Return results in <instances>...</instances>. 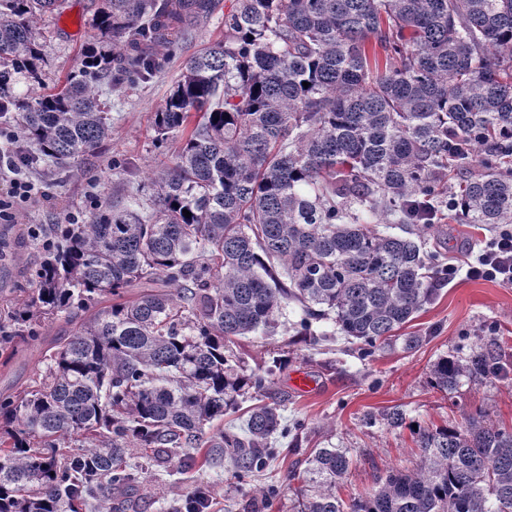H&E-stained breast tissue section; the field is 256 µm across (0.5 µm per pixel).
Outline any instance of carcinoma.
<instances>
[{"label":"carcinoma","instance_id":"carcinoma-1","mask_svg":"<svg viewBox=\"0 0 512 512\" xmlns=\"http://www.w3.org/2000/svg\"><path fill=\"white\" fill-rule=\"evenodd\" d=\"M102 2L93 23L112 46L89 44L60 90L21 95L14 82L41 83L34 28L58 0H0V126L32 163L94 154L111 132L100 93L160 67L141 43L171 53L219 5ZM155 132L181 146L150 177L151 214L115 199L60 225L31 275L44 313L75 327L35 386L0 395V512H113L145 479L129 448H199L238 396L265 389L233 359L234 337L295 300L297 330L333 314L369 356L434 299L444 267L422 243L443 209L512 224V0H236L224 39L185 60ZM450 171L460 188L446 194ZM365 213L416 238L381 234ZM15 322L39 337L30 308ZM504 370L482 351L442 357L430 377L448 390ZM293 428L266 403L213 447L244 481ZM72 434L81 445L60 451ZM416 445L419 469L348 503L336 484L351 459L319 449L304 512H512V429L465 412Z\"/></svg>","mask_w":512,"mask_h":512}]
</instances>
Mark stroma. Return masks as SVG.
I'll return each mask as SVG.
<instances>
[{
  "label": "stroma",
  "mask_w": 512,
  "mask_h": 512,
  "mask_svg": "<svg viewBox=\"0 0 512 512\" xmlns=\"http://www.w3.org/2000/svg\"><path fill=\"white\" fill-rule=\"evenodd\" d=\"M100 3L63 0L60 11L41 17L36 38L44 49V84L64 81L75 70L95 34L92 18ZM234 4L235 0H220L218 10L196 23L190 44L151 80L106 95L112 129L95 154L71 164L62 176L43 164L21 167V176L41 184L58 204L24 209L15 223H0L1 324L10 323L12 312L25 298L32 271L43 259L40 241L28 237L24 225H42L50 235L56 225L65 223L67 213L87 220L115 197L142 190L146 176L163 158L155 147L154 114L179 79L185 57L223 39L224 15ZM64 15L75 19L76 33L60 29ZM116 158L134 161L136 176L113 174ZM433 229L425 249L457 266V277L442 284L435 300L372 355L360 356L357 344L346 340L330 320L313 323L312 336H297L294 325L303 308L295 301L288 302L278 316L274 332L258 330L235 338L232 350L247 368L263 369L280 359L267 395L279 402L283 423L301 425L297 433L280 440L279 454L267 471L242 484L223 455L188 468L184 452L178 450L167 464L150 466L149 478L133 493L135 512H173L199 488L208 494L205 512H301L303 501L315 490L306 468L316 449L346 451L351 466L338 493L350 500L373 492L379 477L389 471L416 467L420 455L412 425L432 429L455 424L462 412L480 409L496 426L512 428V285L466 276L499 229L461 224L448 213ZM73 327L66 313H55L43 319L38 339L17 342L11 357L0 354V394L20 393L41 378L50 363V347ZM409 336L420 339L411 349L405 345ZM490 344L507 366L506 377H464L448 391L431 387L430 370L439 358L464 359ZM299 374L309 379L307 390L293 386L292 379ZM394 406L404 411L407 426L393 428L381 420V413ZM271 484L279 492L268 505L263 493Z\"/></svg>",
  "instance_id": "35a3bbf8"
}]
</instances>
